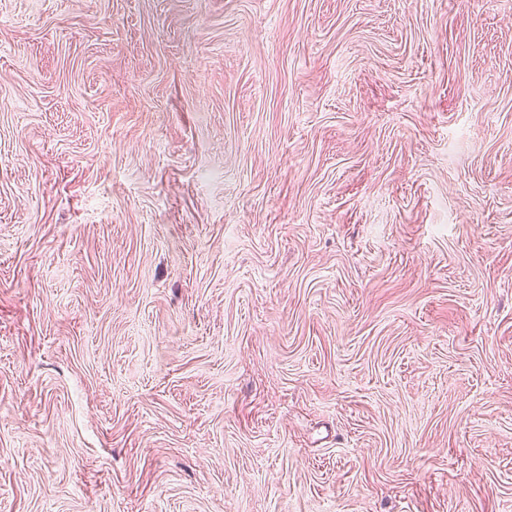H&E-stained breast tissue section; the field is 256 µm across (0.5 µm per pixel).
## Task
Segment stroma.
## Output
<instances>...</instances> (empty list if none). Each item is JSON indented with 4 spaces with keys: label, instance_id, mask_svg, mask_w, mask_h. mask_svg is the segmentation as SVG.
Returning <instances> with one entry per match:
<instances>
[{
    "label": "stroma",
    "instance_id": "stroma-1",
    "mask_svg": "<svg viewBox=\"0 0 512 512\" xmlns=\"http://www.w3.org/2000/svg\"><path fill=\"white\" fill-rule=\"evenodd\" d=\"M0 512H512V0H0Z\"/></svg>",
    "mask_w": 512,
    "mask_h": 512
}]
</instances>
